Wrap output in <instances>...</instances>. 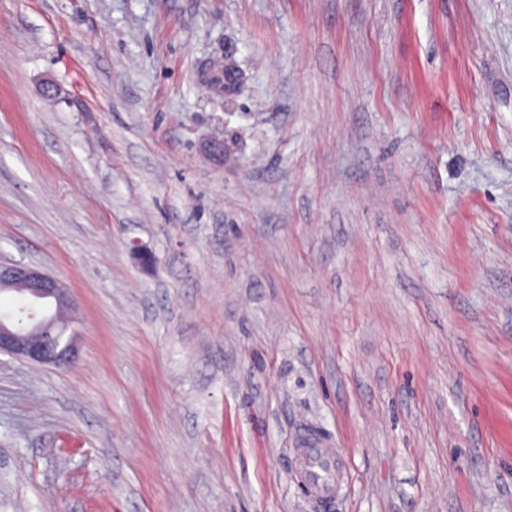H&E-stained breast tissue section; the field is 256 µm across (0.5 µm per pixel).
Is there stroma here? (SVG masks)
<instances>
[{
    "label": "stroma",
    "instance_id": "1",
    "mask_svg": "<svg viewBox=\"0 0 512 512\" xmlns=\"http://www.w3.org/2000/svg\"><path fill=\"white\" fill-rule=\"evenodd\" d=\"M0 261V512H512V0H0ZM19 284L23 288H1ZM0 293L15 291L22 296L18 317H0V354L32 363L57 367L68 365L75 356L72 338L64 340L67 322L55 315L70 308L67 288L56 277L28 264H0ZM52 326L60 342L46 335ZM305 446L308 461L314 460L306 472L308 488L334 487L336 485V463L324 451L325 440L317 435H304L298 440Z\"/></svg>",
    "mask_w": 512,
    "mask_h": 512
}]
</instances>
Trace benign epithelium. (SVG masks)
Masks as SVG:
<instances>
[{
	"mask_svg": "<svg viewBox=\"0 0 512 512\" xmlns=\"http://www.w3.org/2000/svg\"><path fill=\"white\" fill-rule=\"evenodd\" d=\"M19 285L20 317H0V354L57 367L75 356L73 339H64L67 322L57 312L70 308L67 288L56 277L28 264H0V292Z\"/></svg>",
	"mask_w": 512,
	"mask_h": 512,
	"instance_id": "obj_1",
	"label": "benign epithelium"
}]
</instances>
